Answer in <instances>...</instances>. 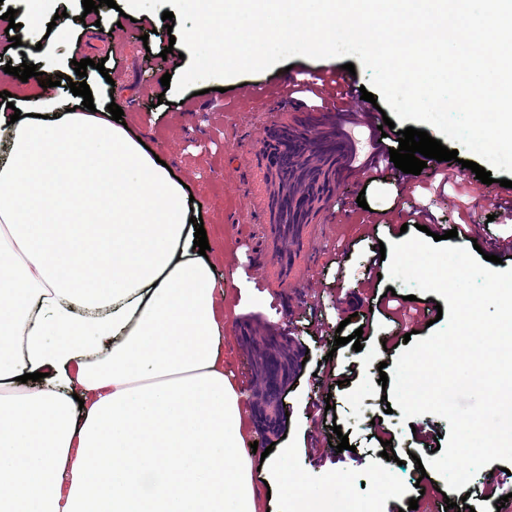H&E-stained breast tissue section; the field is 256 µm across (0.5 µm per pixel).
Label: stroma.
Returning <instances> with one entry per match:
<instances>
[{"mask_svg": "<svg viewBox=\"0 0 512 512\" xmlns=\"http://www.w3.org/2000/svg\"><path fill=\"white\" fill-rule=\"evenodd\" d=\"M150 22L139 24L116 12L85 13L82 0H52L51 13H67L71 36L51 63L54 73L74 76V61H104V70H87L86 82L102 102H115L132 135L155 150L200 205L216 272L229 293L224 311V358L230 379L248 404L244 431L257 443L253 461L268 446L290 451L288 486L273 492L270 512H299L303 500L330 491L329 476L347 481L355 512H445L446 501H466L474 512H497L498 497L489 483L502 461L480 469L465 492L448 489L436 471L421 474L417 463L431 459L437 435H448L445 419L420 415L393 430V417L381 402L380 363L395 366L403 336L431 335L420 305L435 307L433 292L413 293L391 281L379 246L403 241L400 228L413 211L428 207L436 224L456 227L469 213L476 229L464 247L479 245L496 253L492 238L512 234L496 221L491 205L465 202L455 191L416 188L400 191L391 180H370L367 171L343 183L301 230L298 243L270 258L261 244L268 238L270 211L263 193L265 147L255 140L260 124H274L295 111L288 98L286 72L304 78L317 60L291 57L288 64L231 78V90H209L207 82L162 87L169 69L162 50L181 37L193 19L179 0H149ZM175 24L165 28L163 12ZM24 42L12 60L0 58V92L13 99L33 93L5 73L39 58V35L18 28ZM365 197L359 207L357 197ZM292 329L290 340L275 331ZM361 331V350L335 346L334 336ZM369 393L370 422L347 428L353 403ZM330 401L328 412L313 410L315 399ZM343 426L350 449L338 451L333 426ZM391 442L395 459L382 457Z\"/></svg>", "mask_w": 512, "mask_h": 512, "instance_id": "stroma-1", "label": "stroma"}]
</instances>
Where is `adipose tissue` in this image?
Listing matches in <instances>:
<instances>
[{
	"label": "adipose tissue",
	"mask_w": 512,
	"mask_h": 512,
	"mask_svg": "<svg viewBox=\"0 0 512 512\" xmlns=\"http://www.w3.org/2000/svg\"><path fill=\"white\" fill-rule=\"evenodd\" d=\"M18 108H0V512H263L198 204L106 104Z\"/></svg>",
	"instance_id": "1"
}]
</instances>
